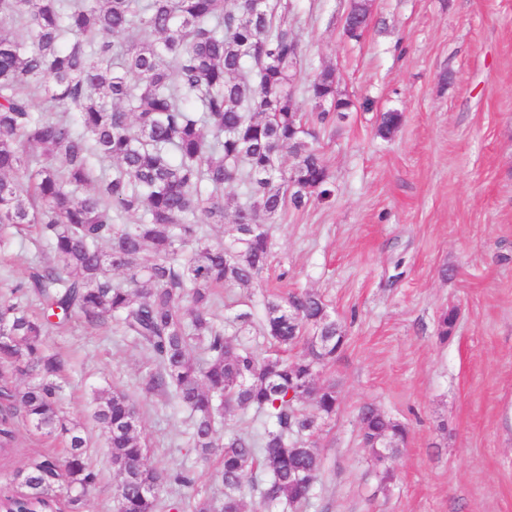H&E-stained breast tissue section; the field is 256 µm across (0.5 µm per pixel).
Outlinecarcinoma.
<instances>
[{
    "label": "carcinoma",
    "mask_w": 512,
    "mask_h": 512,
    "mask_svg": "<svg viewBox=\"0 0 512 512\" xmlns=\"http://www.w3.org/2000/svg\"><path fill=\"white\" fill-rule=\"evenodd\" d=\"M0 24L13 25L0 33V248L10 229L33 224L48 250L15 298L0 301V382L26 380L22 390L0 385V451L14 447L19 413L66 444L64 459L44 456L18 471L21 491L4 505L49 512L64 490L71 512H81L96 484L82 427L60 408L64 360L44 349L50 327L77 317L133 337L149 363L141 390L189 410L197 460H219L223 497L182 508L243 512L238 490L254 470L266 476L255 512L302 507L322 466L308 439L338 402L336 384L317 372L343 352L346 330L315 293L275 295L264 303L263 334L285 351L304 337L307 354L260 358L232 344L213 308L215 290L262 277L269 225L332 197L316 128L352 105L336 91L335 70L307 83L315 111L303 115L290 0H0ZM130 31L138 42L117 40ZM402 121L396 110L380 113L377 135L390 139ZM284 152L293 158L286 169ZM226 189L244 202L233 238L211 243L204 225L224 223ZM31 292L38 315L21 303ZM456 319L453 309L441 314L440 340ZM95 401L121 477L115 512H158L164 488L193 487L192 472L149 463L129 394L102 391ZM233 410L263 417L262 430L218 437ZM358 418L373 460L404 447L405 427L374 406Z\"/></svg>",
    "instance_id": "1"
}]
</instances>
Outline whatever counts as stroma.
I'll use <instances>...</instances> for the list:
<instances>
[{
    "mask_svg": "<svg viewBox=\"0 0 512 512\" xmlns=\"http://www.w3.org/2000/svg\"><path fill=\"white\" fill-rule=\"evenodd\" d=\"M349 4L293 0L304 76L334 68L353 102L319 133L333 198L272 225L269 268L252 287L224 289L217 319L231 333L251 313L240 342L263 356L266 297L309 290L347 329L318 376L336 383L338 408L312 438L323 468L302 512H512V0H373L357 40L343 30ZM389 109L404 122L384 140L376 120ZM39 259L35 229L14 234L0 250V299ZM450 308L457 321L442 342ZM45 345L65 360L61 406L98 474L83 512H113L119 483L96 390L134 395L153 464L191 466L190 415L141 391L147 365L132 337L74 320ZM366 403L408 430L388 481L359 437ZM64 453L62 438L17 420L0 494L34 460Z\"/></svg>",
    "mask_w": 512,
    "mask_h": 512,
    "instance_id": "obj_1",
    "label": "stroma"
}]
</instances>
